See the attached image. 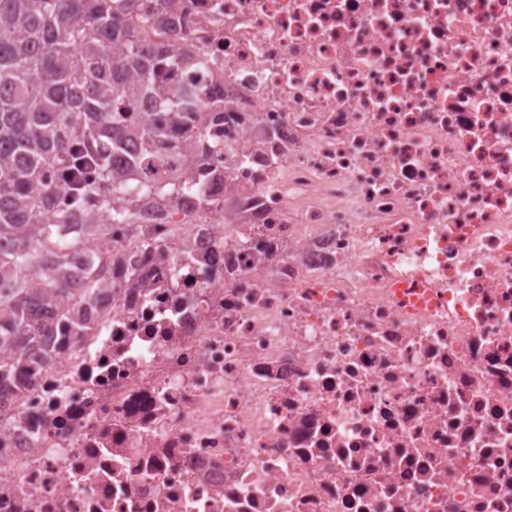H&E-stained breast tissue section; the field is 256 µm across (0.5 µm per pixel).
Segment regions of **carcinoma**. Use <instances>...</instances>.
<instances>
[{"label": "carcinoma", "instance_id": "carcinoma-1", "mask_svg": "<svg viewBox=\"0 0 512 512\" xmlns=\"http://www.w3.org/2000/svg\"><path fill=\"white\" fill-rule=\"evenodd\" d=\"M135 0H0V378L24 375L20 356L42 350L61 326L86 329L85 304L112 287L110 263L85 266L83 288H68L70 255L89 249L102 217L134 224L127 170L167 140L138 111L154 72L187 66L189 53L144 44L123 25ZM156 103L188 134L203 119L191 91H157ZM69 184L66 205L54 177Z\"/></svg>", "mask_w": 512, "mask_h": 512}]
</instances>
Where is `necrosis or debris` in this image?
<instances>
[{"mask_svg":"<svg viewBox=\"0 0 512 512\" xmlns=\"http://www.w3.org/2000/svg\"><path fill=\"white\" fill-rule=\"evenodd\" d=\"M221 107L0 387V512H512V0H139ZM156 242L146 248L142 235Z\"/></svg>","mask_w":512,"mask_h":512,"instance_id":"4bbe7bcc","label":"necrosis or debris"}]
</instances>
